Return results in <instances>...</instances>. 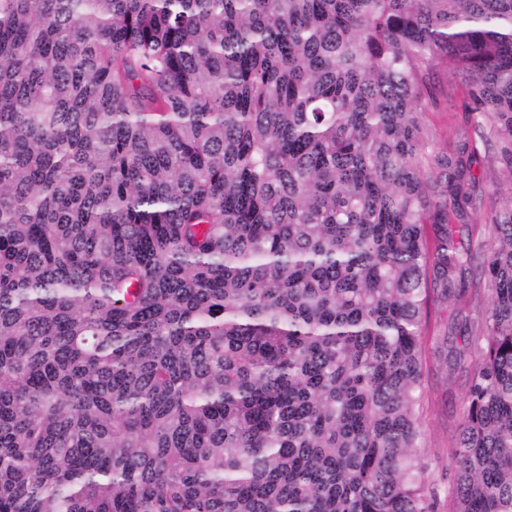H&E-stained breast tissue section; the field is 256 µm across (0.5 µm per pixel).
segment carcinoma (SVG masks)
I'll use <instances>...</instances> for the list:
<instances>
[{
  "mask_svg": "<svg viewBox=\"0 0 512 512\" xmlns=\"http://www.w3.org/2000/svg\"><path fill=\"white\" fill-rule=\"evenodd\" d=\"M477 138L512 174V0H0V512H512ZM480 250L442 495L421 336ZM430 82L433 98L426 105L425 121L434 136L436 150L448 153L454 149L465 126V93L458 80L448 76L441 64L434 67Z\"/></svg>",
  "mask_w": 512,
  "mask_h": 512,
  "instance_id": "1",
  "label": "carcinoma"
}]
</instances>
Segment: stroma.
Masks as SVG:
<instances>
[{
    "label": "stroma",
    "instance_id": "stroma-1",
    "mask_svg": "<svg viewBox=\"0 0 512 512\" xmlns=\"http://www.w3.org/2000/svg\"><path fill=\"white\" fill-rule=\"evenodd\" d=\"M433 96L426 105L425 121L432 132L438 152H451L465 126V93L458 82L447 75L443 65H436L430 75ZM489 305L487 290L468 293L460 299L435 298L430 305L423 349L424 446L436 464L434 480L446 487L451 450L466 406L469 380L478 361L468 358L464 366L453 369L448 364V329L457 311L471 318L481 317Z\"/></svg>",
    "mask_w": 512,
    "mask_h": 512
}]
</instances>
